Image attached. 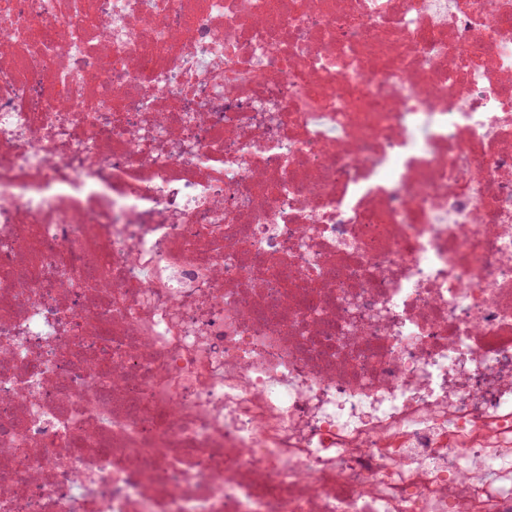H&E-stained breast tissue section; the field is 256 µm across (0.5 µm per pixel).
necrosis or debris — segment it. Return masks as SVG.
<instances>
[{
    "label": "necrosis or debris",
    "instance_id": "1",
    "mask_svg": "<svg viewBox=\"0 0 512 512\" xmlns=\"http://www.w3.org/2000/svg\"><path fill=\"white\" fill-rule=\"evenodd\" d=\"M0 512H512V0H0Z\"/></svg>",
    "mask_w": 512,
    "mask_h": 512
}]
</instances>
